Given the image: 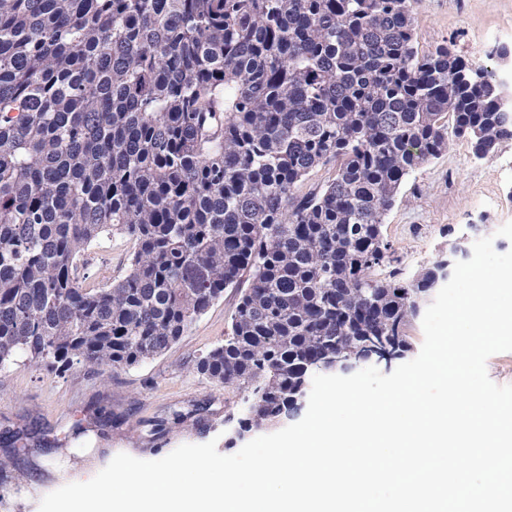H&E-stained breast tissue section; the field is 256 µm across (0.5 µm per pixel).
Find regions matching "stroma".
Here are the masks:
<instances>
[{"label":"stroma","instance_id":"stroma-1","mask_svg":"<svg viewBox=\"0 0 512 512\" xmlns=\"http://www.w3.org/2000/svg\"><path fill=\"white\" fill-rule=\"evenodd\" d=\"M420 49L448 44L469 62L497 67L498 43L512 44V0H417ZM512 221V141L476 159L458 140L401 186L383 233L396 262L374 277L415 279L454 247L494 236V248L512 250L497 229ZM133 243L103 236L87 252L86 284L100 287L125 271ZM238 300L227 289L167 353L133 368L100 375L82 366L65 374L18 362L0 369V512H38L41 499L71 482H84L118 453L158 460L178 446L230 434L246 409L242 394L202 377L196 363L222 342ZM111 411V427L76 435L96 408Z\"/></svg>","mask_w":512,"mask_h":512}]
</instances>
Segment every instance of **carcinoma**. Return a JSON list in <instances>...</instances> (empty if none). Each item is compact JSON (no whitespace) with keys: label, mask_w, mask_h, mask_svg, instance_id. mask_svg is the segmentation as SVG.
Returning a JSON list of instances; mask_svg holds the SVG:
<instances>
[{"label":"carcinoma","mask_w":512,"mask_h":512,"mask_svg":"<svg viewBox=\"0 0 512 512\" xmlns=\"http://www.w3.org/2000/svg\"><path fill=\"white\" fill-rule=\"evenodd\" d=\"M495 82L419 49L413 0H0V369L138 365L244 278L196 363L243 429L287 417L311 363L408 351L440 262L371 278L384 218L451 141L512 140ZM112 233L126 271L90 288ZM133 243L119 234L103 236L87 251V268L84 270L86 285L102 287L124 274L128 254Z\"/></svg>","instance_id":"carcinoma-1"}]
</instances>
